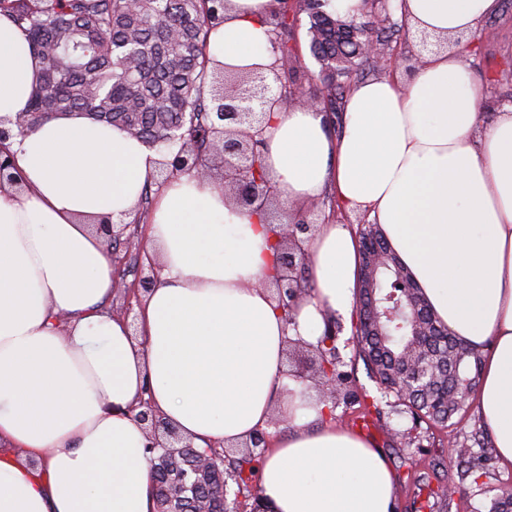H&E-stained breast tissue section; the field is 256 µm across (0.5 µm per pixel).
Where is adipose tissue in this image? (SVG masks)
Listing matches in <instances>:
<instances>
[{"label": "adipose tissue", "mask_w": 512, "mask_h": 512, "mask_svg": "<svg viewBox=\"0 0 512 512\" xmlns=\"http://www.w3.org/2000/svg\"><path fill=\"white\" fill-rule=\"evenodd\" d=\"M272 0H228L210 27V63H273ZM416 31L480 28L498 0H395ZM41 60L0 15V115L28 112ZM484 86L456 53L425 55L410 81L355 85L336 137L316 107L275 113L265 169L278 200L309 203L326 187L380 225L427 301L483 353L477 404L503 466H512V104L483 114ZM7 151L0 184V512H154L140 399L196 446L232 448L267 429L260 475L273 512H391L392 474L360 434L282 361L289 339L317 343L352 312L360 272L348 225L307 241L312 293L287 323L261 280L274 272L266 225L228 203L223 181L171 177L140 213L164 156L120 127L55 115ZM143 217L160 267L135 324L105 302L114 263L99 220Z\"/></svg>", "instance_id": "1"}]
</instances>
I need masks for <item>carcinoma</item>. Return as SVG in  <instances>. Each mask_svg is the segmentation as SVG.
<instances>
[{"label": "carcinoma", "instance_id": "obj_1", "mask_svg": "<svg viewBox=\"0 0 512 512\" xmlns=\"http://www.w3.org/2000/svg\"><path fill=\"white\" fill-rule=\"evenodd\" d=\"M223 12L224 0H0V14L27 33L43 63L30 121L85 112L164 149L175 135L180 149L171 151L167 163L175 173L205 162L215 150L210 113L221 111V83L256 84L249 71L219 74L207 68V27ZM300 13L308 18L309 49L320 65L314 79L334 125L352 86L375 68L360 53V44L391 34L362 14L342 18L329 8V0H274L272 14L280 17L281 30L280 40L271 44L273 55H294L288 47L289 19ZM359 241L382 259L373 297L359 311L365 331L356 347L380 393L362 416L379 415L385 405L430 428H445L468 412L480 385L482 352L437 319L378 225H362ZM327 339L323 335L313 346L319 377L331 376L344 386L349 378L345 363ZM475 444L480 451L463 443L448 455V466L465 464L461 480L474 484L486 476L492 459L485 441ZM212 453L222 463L203 494L215 512H241L240 496L262 503V454L246 448L231 453L214 448ZM490 512H512L511 486L496 489Z\"/></svg>", "mask_w": 512, "mask_h": 512}]
</instances>
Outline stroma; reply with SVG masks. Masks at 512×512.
Returning a JSON list of instances; mask_svg holds the SVG:
<instances>
[{
    "label": "stroma",
    "instance_id": "35a3bbf8",
    "mask_svg": "<svg viewBox=\"0 0 512 512\" xmlns=\"http://www.w3.org/2000/svg\"><path fill=\"white\" fill-rule=\"evenodd\" d=\"M478 50L462 62L486 83L492 106L512 103V0H499V9L476 32ZM345 428L363 433L380 453L393 474L395 512H415L425 499L427 484L456 485V470L444 467L449 439L471 441L485 424L477 408H470L465 418H453L447 430L416 426L406 416L389 414L361 429L359 404H340L336 410Z\"/></svg>",
    "mask_w": 512,
    "mask_h": 512
}]
</instances>
